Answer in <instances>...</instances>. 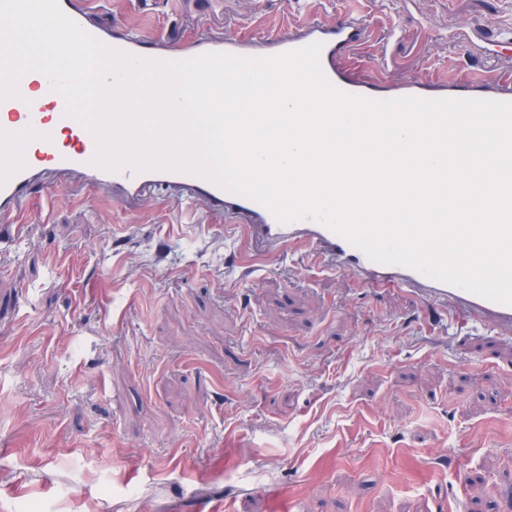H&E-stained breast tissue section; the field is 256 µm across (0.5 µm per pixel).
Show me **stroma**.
Masks as SVG:
<instances>
[{
	"mask_svg": "<svg viewBox=\"0 0 512 512\" xmlns=\"http://www.w3.org/2000/svg\"><path fill=\"white\" fill-rule=\"evenodd\" d=\"M347 7L96 0L94 20L185 41ZM358 10L366 82L466 73L464 34L512 32V0ZM201 216L60 182L0 241V512H512V337L293 252L240 272Z\"/></svg>",
	"mask_w": 512,
	"mask_h": 512,
	"instance_id": "stroma-1",
	"label": "stroma"
}]
</instances>
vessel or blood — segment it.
Listing matches in <instances>:
<instances>
[{"label":"vessel or blood","instance_id":"obj_1","mask_svg":"<svg viewBox=\"0 0 512 512\" xmlns=\"http://www.w3.org/2000/svg\"><path fill=\"white\" fill-rule=\"evenodd\" d=\"M69 18L105 46L128 55L154 61H176L219 52L242 57L273 56L317 43L325 77L337 88L375 98L372 84L352 80L337 69V56L365 45L369 31L361 17L346 10L332 26L313 21L284 31L274 29L260 40L201 34L190 41L173 43L143 30L139 22L117 27L94 25L91 0H58ZM37 96L19 94L0 100V226L13 239L24 238L33 189H50L56 182L70 181L91 187L134 212L143 203L165 199L199 201L210 215L233 219L244 242L259 256L300 251L308 256L328 257L333 266L348 271L374 291L400 290L421 304H436L457 323L482 321L512 331V305L501 304L459 286L433 279L399 264L371 260L361 249L327 226L311 219L280 223L260 203L230 192L211 180L190 172L125 167L107 170L93 162L94 136L66 113L63 97L53 90L47 76L35 82ZM387 98H466L512 102V74L478 69L462 75L448 70L417 78L398 86H386Z\"/></svg>","mask_w":512,"mask_h":512}]
</instances>
